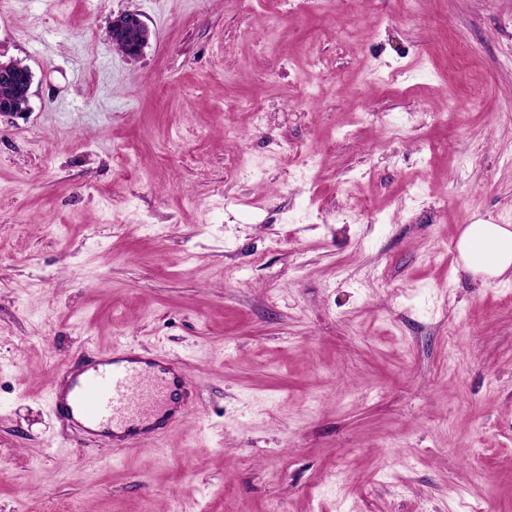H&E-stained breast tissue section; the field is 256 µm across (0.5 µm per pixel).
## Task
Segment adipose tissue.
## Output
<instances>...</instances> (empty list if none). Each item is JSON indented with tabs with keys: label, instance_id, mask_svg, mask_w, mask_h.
I'll use <instances>...</instances> for the list:
<instances>
[{
	"label": "adipose tissue",
	"instance_id": "1",
	"mask_svg": "<svg viewBox=\"0 0 512 512\" xmlns=\"http://www.w3.org/2000/svg\"><path fill=\"white\" fill-rule=\"evenodd\" d=\"M457 251L465 267L484 279H495L512 269V226L482 222L466 225Z\"/></svg>",
	"mask_w": 512,
	"mask_h": 512
}]
</instances>
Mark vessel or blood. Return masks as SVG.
I'll return each mask as SVG.
<instances>
[{
    "mask_svg": "<svg viewBox=\"0 0 512 512\" xmlns=\"http://www.w3.org/2000/svg\"><path fill=\"white\" fill-rule=\"evenodd\" d=\"M187 384L182 363L120 344L56 367L49 407L91 440L134 448L168 432L166 408Z\"/></svg>",
    "mask_w": 512,
    "mask_h": 512,
    "instance_id": "1",
    "label": "vessel or blood"
}]
</instances>
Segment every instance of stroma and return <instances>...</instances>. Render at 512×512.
I'll return each mask as SVG.
<instances>
[{"mask_svg":"<svg viewBox=\"0 0 512 512\" xmlns=\"http://www.w3.org/2000/svg\"><path fill=\"white\" fill-rule=\"evenodd\" d=\"M8 60L0 512H512V0H0ZM117 342L189 414L89 450L51 372ZM129 31H136L138 33V40L133 44L127 45L125 49L123 43L116 42H122ZM110 33L112 42L116 43L115 48L122 53L125 51L124 54L131 57L137 56L141 52L149 38V30L141 19L140 14L131 11L120 13L112 19ZM28 99L21 93L18 92L16 86L12 82H6L1 80L0 76V108L13 112H0V118L3 116L7 117H19L22 116L27 109ZM15 111V112H14ZM456 247L465 267L485 280L496 279L512 268L511 224H468Z\"/></svg>","mask_w":512,"mask_h":512,"instance_id":"1","label":"stroma"}]
</instances>
